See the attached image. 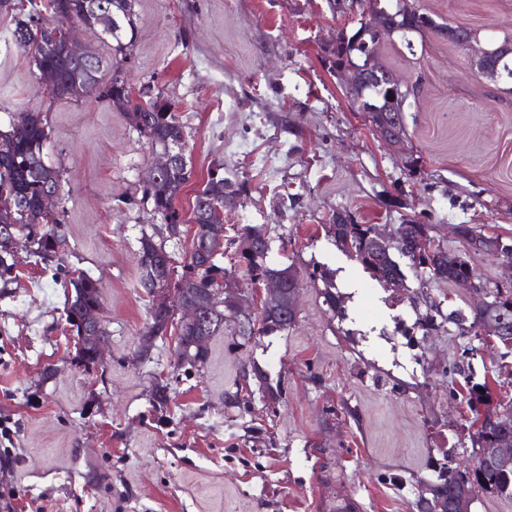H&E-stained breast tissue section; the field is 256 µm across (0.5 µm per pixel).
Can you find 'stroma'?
Masks as SVG:
<instances>
[{
	"label": "stroma",
	"mask_w": 512,
	"mask_h": 512,
	"mask_svg": "<svg viewBox=\"0 0 512 512\" xmlns=\"http://www.w3.org/2000/svg\"><path fill=\"white\" fill-rule=\"evenodd\" d=\"M474 30L478 45L512 39V0H408ZM29 0H0V128L48 114V161L62 174L63 263L103 286L102 371L77 366L65 285L21 251L0 285V512H419L434 467L473 468L467 388L512 401V346L445 321L416 326L427 301L469 313L450 284L390 288L339 251L336 214L386 234L430 225L451 253L452 225L512 244V82L472 66L473 49L433 34L384 39L383 63L418 92L406 106L407 151L377 138L321 52L342 23L326 0H136L138 40L123 62L133 96L163 94L186 125L194 176L176 206L190 216L213 163L243 187L225 224H261L271 261L303 275L297 323L250 340L219 333L210 361L178 363L174 337L138 357L149 297L138 240L160 217L141 202L152 150L129 115L91 94L40 89L12 31ZM347 267L355 295L328 310L313 267ZM278 383L224 403L236 369ZM167 387L164 410L152 405Z\"/></svg>",
	"instance_id": "35a3bbf8"
}]
</instances>
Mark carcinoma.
<instances>
[{
	"label": "carcinoma",
	"instance_id": "1",
	"mask_svg": "<svg viewBox=\"0 0 512 512\" xmlns=\"http://www.w3.org/2000/svg\"><path fill=\"white\" fill-rule=\"evenodd\" d=\"M94 4L97 11L107 15L109 28H101V33L112 39V51L114 58L112 65L118 66L120 62L128 58L133 52L137 40V23L135 19V0H42L43 11L36 17L28 18L23 23L16 22L13 31L15 43L26 52L32 53L40 50V42L51 37L53 32L63 25H81L86 21L84 4ZM380 7L385 9L392 17V23L396 34L411 45L408 37L411 34L425 36L431 32L437 35L443 32H453L456 37L468 39L471 30L462 26H450L444 22H433L431 29L425 28L424 18L427 14L415 9L406 8L402 14L398 10L399 0H378ZM343 31H338L336 43L332 48V55L341 65L354 63L360 66H369L372 69L387 70V67L379 60V57H370V52L363 45H355L342 38ZM43 67L55 72L59 84L55 92L60 99H76L78 95L73 92L74 87L83 89V94L99 93V97L106 95L98 88L99 72L103 67V60L95 56L91 59L80 61L70 57L63 45L58 44L55 49L41 55ZM365 100L373 106L387 104L388 91L386 86L375 82L366 86L363 90ZM47 117L40 110L18 113L17 119L6 130L0 129V143L8 145L10 158L0 161V183L10 188L11 193L18 200L20 210L34 212L38 208L40 197L48 190L61 185V174L57 168L46 161L44 152V140L47 139L45 128ZM141 136L145 137L150 147L160 146L168 141L180 137L185 132V125L175 107L167 99L155 103L149 112L141 113V125L138 126ZM192 172L187 162H182V168L177 180L168 176L158 181H153L143 186L140 202L151 207L152 212L163 221L173 224H181L184 217L176 208L177 197L174 194L173 183L180 185L190 181ZM216 186L212 181H206L205 186L196 194L192 219L197 221V235H204L206 223L199 219L202 211L204 197L215 192ZM61 219L45 229L35 228V224L25 220L24 215H19L15 228L11 234H0V279L8 280L13 264L8 262L11 256L12 246L19 243L31 248L32 254L45 263H53L61 260L65 253L67 242L61 233ZM373 228L371 224H352L342 216L336 217V223L329 225L328 234L332 238H349L351 243L350 257L363 269L380 282H388L395 275L404 274L403 265L397 259L385 260L376 254L370 245L369 234ZM430 227L427 224H419L414 220H408L403 224V235L397 242L396 251L407 260V265L434 282L455 284L459 280L473 278L476 286L482 288V292L492 294L500 298L498 317L502 318V324L507 331V337L512 339V286L502 288L495 286L488 289L481 283L473 265L446 267L441 274L431 270L422 271L416 263L415 250L421 237L429 234ZM235 248V241L226 240L223 244H213L214 257L208 267H203V261L197 258V254L189 252L184 266L190 268L180 285L181 297L187 301L202 304L208 297V292L216 279L226 275L236 276L237 269L243 268L248 273L250 280L262 282V280L282 274L293 269V266L277 265L265 256L271 252V245L265 241L257 240L252 249L246 248L238 252L236 264L223 267L217 263V256ZM69 287L85 288L87 294L85 301L88 303L102 302V285L95 279L78 282L74 278L68 279ZM301 288V282L297 273H292V280L284 282V289L275 306V311L266 310L259 314L257 329L248 333V336H270L286 333L295 326L298 312L292 309L289 293ZM487 313L481 309H471L470 315L456 313L454 320L457 322H469V331L474 336H481L483 324ZM195 338L191 334H185L178 338L177 358L188 365L199 368L204 366L209 358L210 350L199 351L193 347ZM239 375L243 378L244 386L236 388V391L224 392L225 404L238 407L253 394L249 379L253 378L258 383V388L273 392L268 375L252 366L241 367ZM512 445V406L502 408L496 422L482 425L477 428L474 438V446L479 449L500 448L504 445ZM497 493L504 496H512V462L509 464H496L486 466L481 471L475 472L473 477L453 468L439 471L436 479L426 487L428 500L432 504H440L445 512H455V505L464 494L476 490Z\"/></svg>",
	"mask_w": 512,
	"mask_h": 512
}]
</instances>
